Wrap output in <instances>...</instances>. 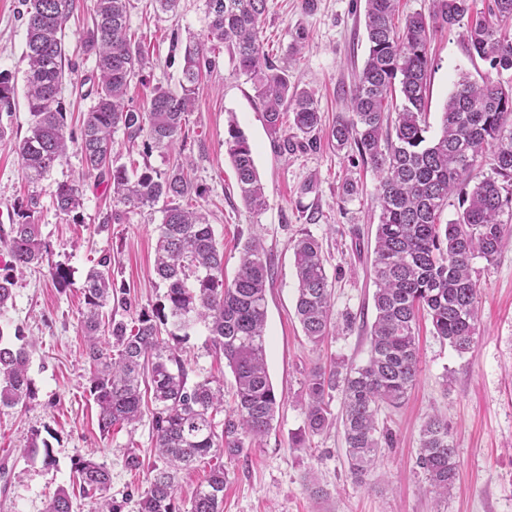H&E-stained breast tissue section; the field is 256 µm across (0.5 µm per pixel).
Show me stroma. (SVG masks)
I'll return each mask as SVG.
<instances>
[{
  "label": "stroma",
  "instance_id": "obj_1",
  "mask_svg": "<svg viewBox=\"0 0 512 512\" xmlns=\"http://www.w3.org/2000/svg\"><path fill=\"white\" fill-rule=\"evenodd\" d=\"M130 25L145 53L154 59L151 83L177 87L179 53L171 38H201L207 22L204 0H180L176 15L155 14L153 0H132ZM364 0H269L261 38L270 57L282 60L296 31H304L303 47L288 69L301 88L311 91L323 115L321 147L276 155L263 120V109L250 82L240 75L228 52L198 86L193 112L187 117L185 155L194 176L206 187L196 204L205 210L224 247V273L233 278L245 239L259 235L272 268L267 287L266 358L273 386L281 399L273 426L259 445L225 461L228 481L224 512H512V244L495 265L475 259L479 320L471 352L457 354L432 333L427 318L418 328L419 372L399 407L382 406L381 426L394 438L361 479L348 468L341 426L308 437L304 447L294 436L304 425V385L318 365L343 360L360 365L367 359V334L375 317L370 278L372 248L379 209L378 180L363 166L355 150H337L331 128L337 117L351 114L348 94L368 54ZM93 0H76L65 29L68 58L77 68L62 96L69 124L78 127L90 105L74 84L91 74L94 59L83 40L91 24ZM22 0H0V69L23 79L25 25ZM433 67L426 120L430 134L440 130L441 112L461 75L478 80L489 71L486 62L469 57L461 28L438 32L431 44ZM236 124L248 139L268 206L253 215L241 200L236 174L224 150V134ZM315 178L314 193L298 188ZM355 178L358 195L344 199L342 184ZM83 179L85 204L80 224L67 223L52 205L57 183ZM20 161L11 147L0 148V226L8 225L12 207L27 191ZM42 209L38 220L51 241L53 261L72 270V284L55 288L47 267L28 271L14 287L12 305L0 315V329L23 327L36 341L29 375L36 395L28 408L0 409V512H42L49 496L63 487L73 495L74 512H90V499L79 495L73 463L80 457L104 462L112 474L114 498L125 499L123 512H137L132 495L146 488L156 463L149 419L135 429L100 432L79 333L81 284L87 271L106 251L114 252V277L133 310L155 305L163 288L153 273L159 212L131 214L128 223L101 228L112 203L111 193L86 175L78 151H70L38 186ZM317 209V223L299 219L300 207ZM312 234L321 244L332 288L334 313L352 315L350 327L331 328L322 343L310 342L295 315L297 278L293 241ZM181 355L192 367L191 380L204 377L232 386L233 376L222 359L195 333ZM440 415L457 448L458 476L448 497L429 493L416 465L419 434L427 417ZM39 430L55 459L45 467L41 457L21 453L32 430ZM142 461L140 472L124 465L128 450ZM316 484L322 496L311 495Z\"/></svg>",
  "mask_w": 512,
  "mask_h": 512
}]
</instances>
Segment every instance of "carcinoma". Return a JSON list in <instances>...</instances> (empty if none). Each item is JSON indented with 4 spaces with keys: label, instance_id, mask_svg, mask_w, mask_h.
Returning <instances> with one entry per match:
<instances>
[{
    "label": "carcinoma",
    "instance_id": "cac0c4a2",
    "mask_svg": "<svg viewBox=\"0 0 512 512\" xmlns=\"http://www.w3.org/2000/svg\"><path fill=\"white\" fill-rule=\"evenodd\" d=\"M398 2L365 0L368 55L350 91L352 115L337 118L331 130L336 148L355 147L378 177L380 213L371 263L376 318L368 358L360 366L342 361L312 370L304 426L295 438L301 447L340 419L349 471L356 479L381 449L392 445L390 434L379 427L378 413L384 404L401 405L417 379L419 314L428 316L434 335L458 354L470 352L478 322L473 261L495 264L512 237V85L489 75L480 83L461 76L445 103L440 134L431 140L426 136L433 33L462 27L469 56L487 61L498 75L512 71V0H485L478 13L474 0H431L429 13L408 15L400 26L394 23ZM24 6V98L31 121L28 134L14 146L26 181L41 182L75 147L87 173L112 193V210L102 223L125 224L129 214L161 205L154 261L164 288L161 301L129 321L117 318L131 304L116 288L112 254L105 252L82 283L79 325L101 432L116 425L135 428L144 416V395H151V427L162 466L154 468L137 512H180V475L207 457L243 454L268 434L280 407L266 366L271 267L252 237L242 246L234 277L226 280L224 249L213 225L206 213L188 204L203 195L191 160L164 169L126 163L115 149V134L122 132L132 144L141 137L146 150L162 154L185 143L186 117L194 110L202 71L216 66L215 51L222 45L251 82L274 148L281 154L317 150L322 126L317 102L288 73L305 36L296 33L294 52L279 64L265 53L260 36L268 0H204L206 39L173 42L183 60L179 88L153 86L141 110L129 105L128 89L135 80L149 83L151 62L131 32V0H94L84 51L94 57L95 69L80 82L88 86L83 97L91 104L75 134L68 129L61 97L65 73H74V66L65 63L64 43L74 0H24ZM16 97L15 76L0 70V115L12 114ZM224 148L242 201L261 214L267 207L265 187L251 145L233 123ZM484 165L490 173L474 180V171ZM467 185L462 210L442 222L448 197ZM53 205L65 220L81 223L83 185L58 184ZM40 209V194L31 191L14 204L9 230L0 228V249L7 256L0 261V315L13 303L19 276L52 253L38 222ZM293 250L296 317L304 336L318 344L329 334L333 316L321 247L306 233ZM48 273L54 287L71 286L72 271L65 263L50 265ZM199 327L207 349L224 357L231 370L235 405L229 410L224 409V385L209 378L190 382V368L179 354ZM33 346L19 326L11 337L0 330L1 407L26 406L35 398L28 374ZM334 392L341 395L336 417L329 405ZM221 411L224 419L218 421ZM24 453L40 454L45 466L54 465L37 429ZM416 465L431 489L448 497L458 474L456 448L448 422L437 415L422 426ZM74 473L93 512H122V504L109 494L112 476L106 464L82 457ZM226 483L224 465L214 464L187 512H223ZM43 512H72L68 490L58 489Z\"/></svg>",
    "mask_w": 512,
    "mask_h": 512
}]
</instances>
